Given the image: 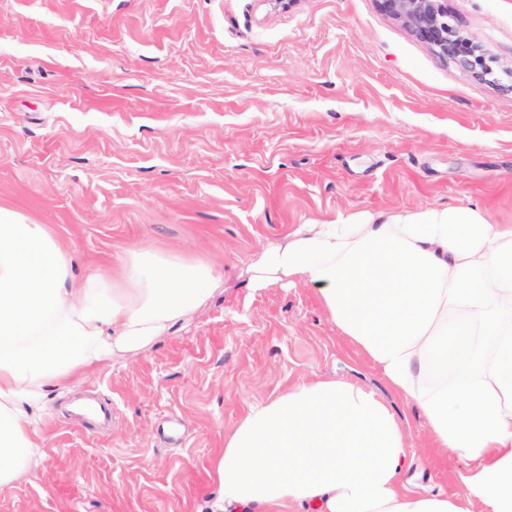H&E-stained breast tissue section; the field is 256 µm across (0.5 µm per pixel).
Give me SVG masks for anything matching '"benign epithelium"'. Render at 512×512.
Instances as JSON below:
<instances>
[{
  "instance_id": "1",
  "label": "benign epithelium",
  "mask_w": 512,
  "mask_h": 512,
  "mask_svg": "<svg viewBox=\"0 0 512 512\" xmlns=\"http://www.w3.org/2000/svg\"><path fill=\"white\" fill-rule=\"evenodd\" d=\"M385 13L398 18L440 58L475 76L492 73L493 58L465 37L448 0H378Z\"/></svg>"
}]
</instances>
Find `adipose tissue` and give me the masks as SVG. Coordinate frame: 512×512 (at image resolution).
I'll use <instances>...</instances> for the list:
<instances>
[{
	"instance_id": "ef3b65f1",
	"label": "adipose tissue",
	"mask_w": 512,
	"mask_h": 512,
	"mask_svg": "<svg viewBox=\"0 0 512 512\" xmlns=\"http://www.w3.org/2000/svg\"><path fill=\"white\" fill-rule=\"evenodd\" d=\"M253 264L261 287L301 278L359 353L463 460L452 495L410 493L399 421L374 391L297 381L225 434L209 512H512V225L475 206L292 225ZM206 262L141 247L87 266L44 224L0 207V486L30 471L50 390L138 349L204 303ZM469 350L463 376L430 378Z\"/></svg>"
}]
</instances>
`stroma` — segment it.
Here are the masks:
<instances>
[{
	"label": "stroma",
	"mask_w": 512,
	"mask_h": 512,
	"mask_svg": "<svg viewBox=\"0 0 512 512\" xmlns=\"http://www.w3.org/2000/svg\"><path fill=\"white\" fill-rule=\"evenodd\" d=\"M448 8L495 77L441 60L377 0H0V207L51 225L77 270L148 244L222 278L148 346L50 391L44 455L0 487V512H204L249 404L315 378L400 417L412 491H457L462 462L313 284L248 283L294 224L436 205L512 224V0ZM91 396L107 428L79 420Z\"/></svg>",
	"instance_id": "obj_1"
}]
</instances>
